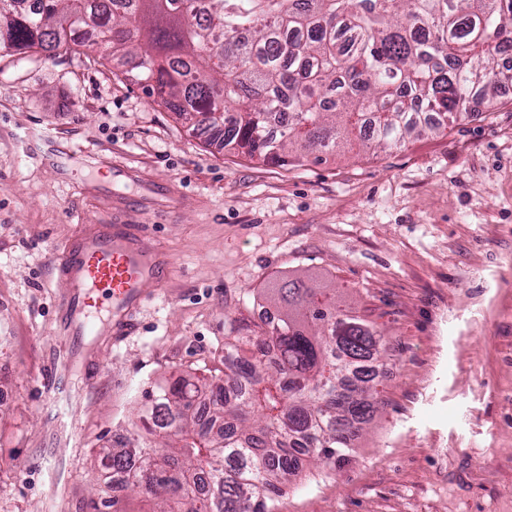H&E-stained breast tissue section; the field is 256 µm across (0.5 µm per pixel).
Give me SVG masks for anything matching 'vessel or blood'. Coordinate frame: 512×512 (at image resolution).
<instances>
[{
  "instance_id": "b4317fda",
  "label": "vessel or blood",
  "mask_w": 512,
  "mask_h": 512,
  "mask_svg": "<svg viewBox=\"0 0 512 512\" xmlns=\"http://www.w3.org/2000/svg\"><path fill=\"white\" fill-rule=\"evenodd\" d=\"M173 269L169 256L133 224H92L57 251L54 270L68 286L57 303L64 335L97 333L108 310L114 338L130 333L133 316Z\"/></svg>"
}]
</instances>
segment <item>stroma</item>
Listing matches in <instances>:
<instances>
[{
  "label": "stroma",
  "instance_id": "35a3bbf8",
  "mask_svg": "<svg viewBox=\"0 0 512 512\" xmlns=\"http://www.w3.org/2000/svg\"><path fill=\"white\" fill-rule=\"evenodd\" d=\"M144 225L174 261L131 333L70 337L57 248ZM301 276L390 338L381 403L344 467L307 466L279 512H512V86L390 150L288 167L190 131L121 61L0 53V512H90L98 448L143 391L224 376L228 322Z\"/></svg>",
  "mask_w": 512,
  "mask_h": 512
}]
</instances>
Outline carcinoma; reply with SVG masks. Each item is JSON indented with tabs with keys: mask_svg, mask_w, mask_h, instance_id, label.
Returning a JSON list of instances; mask_svg holds the SVG:
<instances>
[{
	"mask_svg": "<svg viewBox=\"0 0 512 512\" xmlns=\"http://www.w3.org/2000/svg\"><path fill=\"white\" fill-rule=\"evenodd\" d=\"M0 0V52L99 47L170 111L224 145L288 165L402 144L512 84V0ZM262 323L230 320L224 379L145 395L147 436L99 449L106 478L153 512H277L311 464L343 465L378 410L388 338L302 280L263 288ZM92 512H125L119 496Z\"/></svg>",
	"mask_w": 512,
	"mask_h": 512,
	"instance_id": "obj_1",
	"label": "carcinoma"
}]
</instances>
